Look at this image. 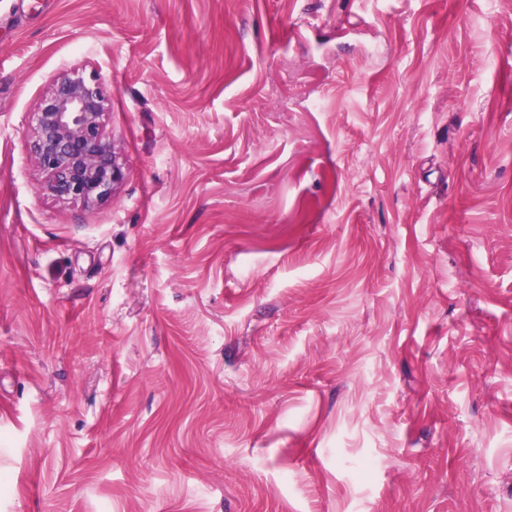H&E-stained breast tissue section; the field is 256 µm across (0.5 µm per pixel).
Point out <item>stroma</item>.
<instances>
[{"label":"stroma","instance_id":"1","mask_svg":"<svg viewBox=\"0 0 512 512\" xmlns=\"http://www.w3.org/2000/svg\"><path fill=\"white\" fill-rule=\"evenodd\" d=\"M0 512H512V0H0ZM107 99L95 75H57L31 113L29 149L61 202L93 207L125 177L120 149L105 129Z\"/></svg>","mask_w":512,"mask_h":512}]
</instances>
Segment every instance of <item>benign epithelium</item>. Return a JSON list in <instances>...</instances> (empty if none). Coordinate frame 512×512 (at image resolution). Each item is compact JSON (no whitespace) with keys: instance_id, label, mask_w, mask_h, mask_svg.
Segmentation results:
<instances>
[{"instance_id":"obj_1","label":"benign epithelium","mask_w":512,"mask_h":512,"mask_svg":"<svg viewBox=\"0 0 512 512\" xmlns=\"http://www.w3.org/2000/svg\"><path fill=\"white\" fill-rule=\"evenodd\" d=\"M107 99L98 78L78 70L57 75L31 113L29 149L61 202L93 207L125 177L120 149L105 129Z\"/></svg>"}]
</instances>
